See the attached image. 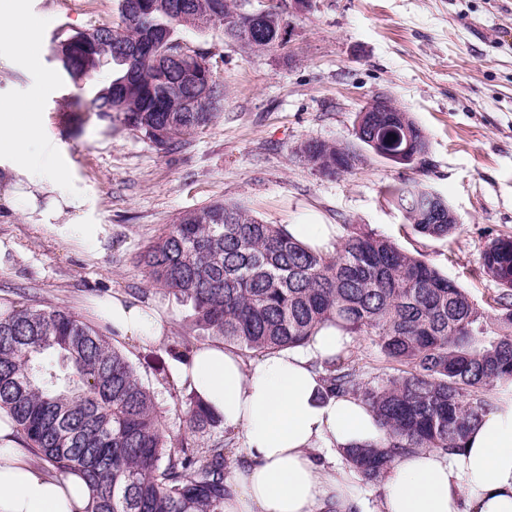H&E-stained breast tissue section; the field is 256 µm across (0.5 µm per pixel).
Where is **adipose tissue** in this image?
Masks as SVG:
<instances>
[{"mask_svg":"<svg viewBox=\"0 0 512 512\" xmlns=\"http://www.w3.org/2000/svg\"><path fill=\"white\" fill-rule=\"evenodd\" d=\"M36 18L0 9V40L22 51L37 43ZM39 122L31 103L0 101V204L22 207L35 223L59 231L63 244L94 243L83 202L53 153H33ZM114 331L144 343L164 337L161 318L119 294L93 305ZM349 340L340 328L319 329L307 347L244 364L219 345L196 349L177 369L240 439L224 512H358L350 469L321 462L383 440L375 416L359 399L325 396L318 362L336 357ZM380 512H512V382L501 383L481 421L454 453L420 449L396 458L383 475ZM90 497L76 474L57 475L32 463L0 412V512H82Z\"/></svg>","mask_w":512,"mask_h":512,"instance_id":"1","label":"adipose tissue"}]
</instances>
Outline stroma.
Segmentation results:
<instances>
[{
	"label": "stroma",
	"mask_w": 512,
	"mask_h": 512,
	"mask_svg": "<svg viewBox=\"0 0 512 512\" xmlns=\"http://www.w3.org/2000/svg\"><path fill=\"white\" fill-rule=\"evenodd\" d=\"M287 23L285 44L243 52L216 25L182 31L184 44L208 55L224 86L216 119L162 150L140 133L87 112L69 123L63 105L91 99L95 82L76 87L50 58L54 39L118 19L116 0H19L40 17L34 51L0 46V99L33 101L41 138L52 145L84 200V221L101 228L95 250L63 245L56 232L22 209H0V309L63 307L87 322L92 299L120 294L153 308L168 339L189 315L145 280L140 255L180 214L221 200L246 207L267 224H358L386 236L455 280L487 305L498 285L480 256L512 232V0H313L296 11L276 0ZM51 82H44V75ZM409 112L428 140L424 162L375 155L355 135L357 115L375 95ZM355 151L357 166L328 176L299 152L307 140ZM410 180L444 198L457 224L446 238L419 234L388 190ZM115 344L153 390L168 433L186 431L163 343ZM350 349L366 381L397 373L378 345L362 337Z\"/></svg>",
	"instance_id": "1"
}]
</instances>
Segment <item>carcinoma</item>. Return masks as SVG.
<instances>
[{
    "mask_svg": "<svg viewBox=\"0 0 512 512\" xmlns=\"http://www.w3.org/2000/svg\"><path fill=\"white\" fill-rule=\"evenodd\" d=\"M119 22L75 30L51 46V59L75 86L108 69L111 80L89 101L72 99V120L115 117L163 149L208 125L224 88L203 52L174 64L181 29L224 26L247 52L284 44L278 7L245 11L238 0H118ZM375 126L427 147L407 112L371 113ZM321 173L336 175L358 155L333 142L300 147ZM388 193L415 230L446 237L448 207L410 181ZM335 250L312 248L244 208L214 201L182 214L140 261L148 282L191 307L189 324L168 347L186 359L203 332L251 356L306 346L333 325L368 337L399 365L371 384L344 355L323 366L327 393L351 394L375 414L388 441L344 453L376 482L398 454L452 452L491 405V388L512 381V233L481 254L499 285L492 310L435 266L389 238L344 225ZM186 432L169 439L154 393L112 338L62 308H25L0 316V411L26 447L60 474L80 473L90 492L84 512H224L223 420L198 396L184 402Z\"/></svg>",
    "mask_w": 512,
    "mask_h": 512,
    "instance_id": "cac0c4a2",
    "label": "carcinoma"
}]
</instances>
